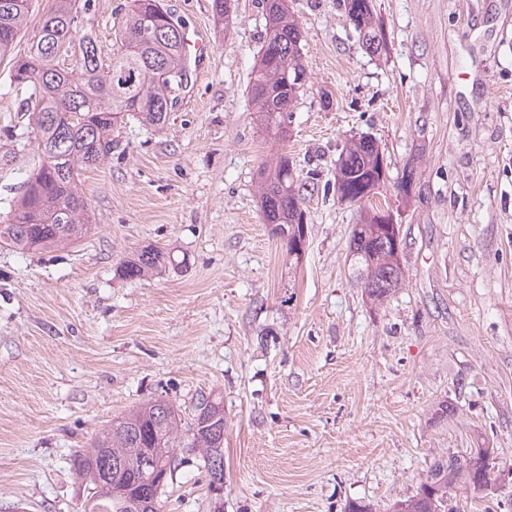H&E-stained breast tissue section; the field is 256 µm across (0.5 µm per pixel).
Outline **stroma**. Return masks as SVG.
Returning <instances> with one entry per match:
<instances>
[{
    "label": "stroma",
    "instance_id": "obj_1",
    "mask_svg": "<svg viewBox=\"0 0 512 512\" xmlns=\"http://www.w3.org/2000/svg\"><path fill=\"white\" fill-rule=\"evenodd\" d=\"M126 0H94L110 61ZM211 55L160 128L129 117L83 171L89 233L55 252L0 243V512H80L76 451L132 408L224 402V482L196 452L160 512H393L433 463L493 449L512 470V0H375L389 53L365 54L340 0H296L309 81L288 154L314 181L299 267L260 212L256 173L280 147L247 86L259 0H162ZM0 62V217L34 167L15 141L31 105ZM413 165L405 282L371 305L348 262L360 208L336 200L347 139ZM182 269L119 273L143 247ZM447 405V416L437 413ZM512 512V482L448 492Z\"/></svg>",
    "mask_w": 512,
    "mask_h": 512
}]
</instances>
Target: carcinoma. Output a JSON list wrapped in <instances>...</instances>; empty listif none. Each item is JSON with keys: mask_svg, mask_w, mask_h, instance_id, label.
Instances as JSON below:
<instances>
[{"mask_svg": "<svg viewBox=\"0 0 512 512\" xmlns=\"http://www.w3.org/2000/svg\"><path fill=\"white\" fill-rule=\"evenodd\" d=\"M130 0L113 23L117 48L109 64L98 54L96 38L88 29L93 0H53L32 38L28 55L17 59L11 83L35 101L26 129L18 133L37 155L22 191L0 220V241L19 250H55L72 245L89 230L90 211L80 189L81 172L94 168L112 152V130L134 117L144 125L166 123L189 84L182 55L183 25L161 3ZM344 13L358 33L365 53L386 50L382 28L374 25V0H342ZM264 35L251 72L248 94L262 124L276 140L288 142V124L300 96L295 83L308 74L303 31L286 0H261ZM31 7L24 0H0V56L11 53L27 28ZM71 66H65L66 60ZM288 152L258 171L259 199L264 223L291 228L301 222L306 196L297 186ZM336 173L351 192L380 182V156L370 136L350 140L343 148ZM386 232L366 213L352 227L348 250L362 284L389 277L382 288L365 290L367 299L382 304L405 281V270L391 248ZM177 269L180 262L160 247H146L124 262L127 279L161 267ZM224 402L202 394L193 417L182 423L179 411L162 400L142 403L112 422L92 447L74 455L72 468L85 482L82 509L91 512H157V501L141 500L144 478L155 469L172 477L178 466V448H195L211 477L224 480L222 458ZM122 468L112 470V460ZM464 480L495 483L491 469L471 470L459 459L439 460L419 491L397 504V512H448V490Z\"/></svg>", "mask_w": 512, "mask_h": 512, "instance_id": "carcinoma-1", "label": "carcinoma"}]
</instances>
